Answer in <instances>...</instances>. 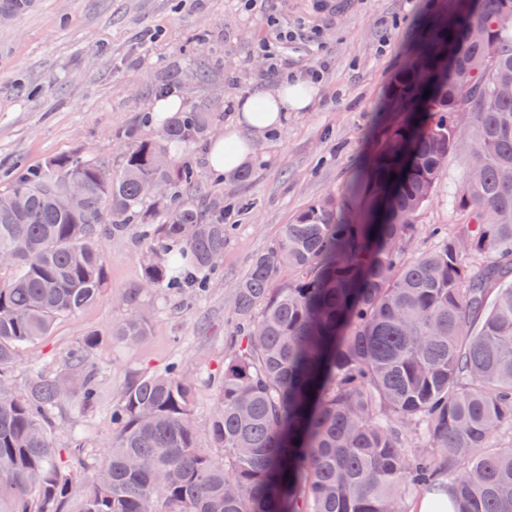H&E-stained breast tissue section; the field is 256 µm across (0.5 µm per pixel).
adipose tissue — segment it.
<instances>
[{
  "instance_id": "ef3b65f1",
  "label": "adipose tissue",
  "mask_w": 512,
  "mask_h": 512,
  "mask_svg": "<svg viewBox=\"0 0 512 512\" xmlns=\"http://www.w3.org/2000/svg\"><path fill=\"white\" fill-rule=\"evenodd\" d=\"M317 94L314 86L287 78L275 90L239 98L233 121L211 145V173L219 178L247 165L255 156L257 138L280 130L289 113L307 111Z\"/></svg>"
}]
</instances>
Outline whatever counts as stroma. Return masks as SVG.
Segmentation results:
<instances>
[{"label":"stroma","instance_id":"obj_1","mask_svg":"<svg viewBox=\"0 0 512 512\" xmlns=\"http://www.w3.org/2000/svg\"><path fill=\"white\" fill-rule=\"evenodd\" d=\"M348 2L336 13L320 10L315 0H36L31 12L0 26L1 169L72 154L116 162L126 130L153 108L163 83L183 106L229 119L239 97L272 90L286 75L321 72L318 98L259 141L247 179L214 177L205 152L192 155L201 176L197 197L223 196L224 221L233 231L221 270L201 297L176 288L142 291L139 314L149 334L141 343L112 341L113 324L129 314L119 299L141 283L138 250L128 238L101 240L105 297L58 318L8 376L24 392L33 372L60 370L73 344L97 334L100 402L88 414L65 406L57 442L79 426L89 450H97L112 438L118 391L173 362L195 378L196 418L206 425L217 401L213 378L224 368L232 336L236 285L253 256L297 212L340 192L381 151L390 129L415 118L417 100L394 98L391 88L402 72L420 66L433 34L453 20L456 0ZM285 28L296 39L280 40ZM263 43L277 45V68L258 54ZM468 163L466 147L449 154L432 201L415 218L407 256L432 250L435 229L456 223L448 189L461 183Z\"/></svg>","mask_w":512,"mask_h":512}]
</instances>
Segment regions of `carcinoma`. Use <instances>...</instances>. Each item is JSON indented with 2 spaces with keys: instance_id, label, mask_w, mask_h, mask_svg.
Returning a JSON list of instances; mask_svg holds the SVG:
<instances>
[{
  "instance_id": "cac0c4a2",
  "label": "carcinoma",
  "mask_w": 512,
  "mask_h": 512,
  "mask_svg": "<svg viewBox=\"0 0 512 512\" xmlns=\"http://www.w3.org/2000/svg\"><path fill=\"white\" fill-rule=\"evenodd\" d=\"M33 6L0 0V15ZM439 42L445 55L394 86L429 89L432 118L389 130L378 178L297 213L238 282L209 448L177 365L120 392L102 468L76 432L57 447L62 404L88 413L99 399L94 334L22 396L6 374L59 317L102 298L103 236L137 230L142 283L126 305L143 290L205 292L231 225L223 197L190 193L199 172L185 155L224 113L173 112L148 137L131 128L116 164L55 156L3 172L0 512H67L75 497L78 512H409L440 475L455 512H512V440L499 446L512 435V0H457ZM464 143L471 162L448 195L463 220L407 260L414 219ZM74 179L84 193L65 207ZM149 184L165 195L146 197ZM112 335L138 341L147 326L134 311Z\"/></svg>"
}]
</instances>
